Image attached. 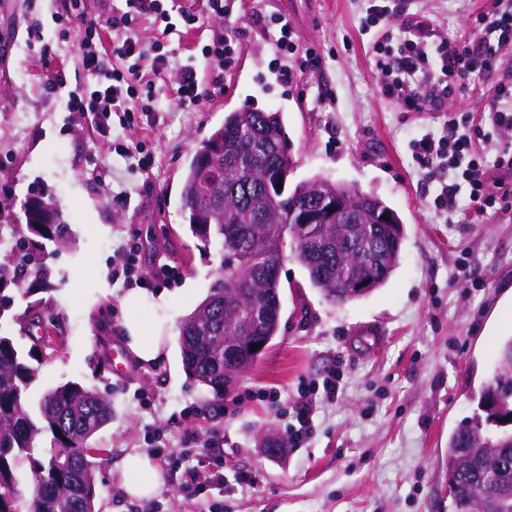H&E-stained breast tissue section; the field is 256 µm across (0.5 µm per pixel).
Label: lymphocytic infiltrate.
<instances>
[{"instance_id":"f902f5d3","label":"lymphocytic infiltrate","mask_w":512,"mask_h":512,"mask_svg":"<svg viewBox=\"0 0 512 512\" xmlns=\"http://www.w3.org/2000/svg\"><path fill=\"white\" fill-rule=\"evenodd\" d=\"M421 0H368L361 31L369 35V48L377 57V74L386 95L413 112L441 108L453 96L457 84L474 72L496 71L502 56L512 49V0H498L492 13L477 14L471 32L462 40L439 38L435 19L422 10ZM233 11V0H203L201 11L169 6L168 0H120L99 15L89 14L85 0H63L53 22L60 39L71 31L81 34L78 67L85 83L68 84L64 69L47 74L44 87L65 95L67 111L77 113L95 135L115 141L122 158L136 159L149 167L152 159L140 141H119V131L140 128L142 117L156 110L154 77L168 67L179 76L177 95L181 106L194 109L212 90L199 77L198 57L214 66L229 67L236 54L233 40L212 35L200 56L174 59L162 41L144 45L135 33L149 22L163 38L198 28L202 18L221 19ZM399 21L404 40L398 49L389 46L388 33L378 27L386 20ZM490 128L504 137L497 168L512 170V73L503 75L480 116L449 117L439 132H427L414 141L420 165L437 173H449L440 181L436 201L440 211L456 213L461 199L477 210L512 205V193L493 190L488 169L473 151L476 127Z\"/></svg>"}]
</instances>
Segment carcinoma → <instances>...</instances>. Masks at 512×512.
I'll return each mask as SVG.
<instances>
[{"mask_svg":"<svg viewBox=\"0 0 512 512\" xmlns=\"http://www.w3.org/2000/svg\"><path fill=\"white\" fill-rule=\"evenodd\" d=\"M288 147L282 115L247 105L229 113L224 124L201 140L181 189L188 230L204 246H218L222 265L207 297L179 323L182 363L189 377L216 395L224 394V340L251 334L254 303L281 293L280 278L266 266L285 249L305 268L311 285L332 302L357 299L348 285L369 272L375 288L392 275L401 252L404 228L378 223L387 205L377 196L322 179L326 193L361 196V209L315 224L299 219L309 206L308 182L268 190L265 174L282 163ZM11 224L9 240L19 249L0 261V320L13 305L8 287L28 295L53 288L43 263L46 243L66 244L64 215L52 199L24 203L23 216L0 203V218ZM34 350L20 349L0 334V512H17L11 488L18 462H31L33 494L29 512H94V461L88 441L112 420V405L100 393L69 381L43 395L38 414L27 391L36 378ZM495 403L512 412V338L497 356ZM485 422L458 429L448 440L447 470L458 491L451 512H512V432L491 434ZM45 432L55 447L38 459L36 445Z\"/></svg>","mask_w":512,"mask_h":512,"instance_id":"carcinoma-1","label":"carcinoma"}]
</instances>
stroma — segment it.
<instances>
[{"mask_svg": "<svg viewBox=\"0 0 512 512\" xmlns=\"http://www.w3.org/2000/svg\"><path fill=\"white\" fill-rule=\"evenodd\" d=\"M495 2L427 0L425 7L439 34L456 40L469 32L470 12L493 11ZM59 7L60 0H0V198L20 205L33 192L51 195L71 241L45 259L54 289L16 296L15 319L0 328L26 350L32 344L18 319L34 312L42 319L31 402L70 380L110 399L112 420L91 442L96 512H448V437L474 417L497 349L512 337L502 316L512 298V209L440 212L412 145L448 114L480 113L494 77H473L441 110L406 111L383 94L359 32L365 0H312L290 10L297 40L287 85L265 26L280 14V0H236L228 18L170 37L182 58L200 54L218 28L238 40L239 59L221 73L201 66L203 83L221 79L224 92L193 110L177 101L175 70L157 75L167 110L158 126L136 134L155 156L144 171L45 90L52 69L79 77L77 39L57 44L51 16ZM33 16L44 24L35 45L26 35ZM311 49L322 59L315 72L300 67ZM249 104L282 113L290 183L324 177L374 193L394 210L404 226L399 264L381 288L334 304L285 255L278 334L223 395L186 374L176 345L167 360L144 365L131 355L126 371L113 373V353L125 346L121 248L140 242L146 288L168 297L166 315L178 326L221 266L218 249L203 248L188 231L183 176L198 142ZM120 189L128 201L116 198ZM170 267L177 277L159 280ZM367 336L380 339L371 354L361 346ZM332 372L336 399L315 395L312 432L302 447H290L281 408L263 393L289 401ZM266 432L278 438V456L263 453ZM130 452L149 455L163 471L149 503L131 500L121 486L118 465ZM189 470L201 488L186 485Z\"/></svg>", "mask_w": 512, "mask_h": 512, "instance_id": "1", "label": "stroma"}]
</instances>
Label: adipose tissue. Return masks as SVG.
Here are the masks:
<instances>
[{"label": "adipose tissue", "mask_w": 512, "mask_h": 512, "mask_svg": "<svg viewBox=\"0 0 512 512\" xmlns=\"http://www.w3.org/2000/svg\"><path fill=\"white\" fill-rule=\"evenodd\" d=\"M124 339L134 356L144 364L167 358L169 336L164 325L167 302L163 297L148 294L140 288L125 293ZM122 487L131 499L146 503L164 485L158 465L147 455L134 452L125 456L119 467Z\"/></svg>", "instance_id": "adipose-tissue-1"}]
</instances>
